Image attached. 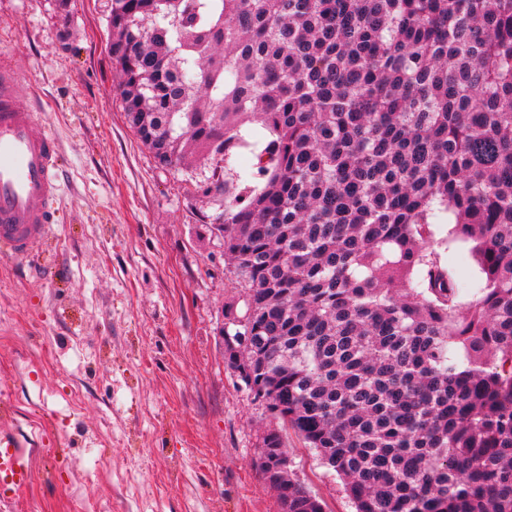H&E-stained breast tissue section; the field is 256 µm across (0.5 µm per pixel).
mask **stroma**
<instances>
[{"instance_id": "stroma-1", "label": "stroma", "mask_w": 512, "mask_h": 512, "mask_svg": "<svg viewBox=\"0 0 512 512\" xmlns=\"http://www.w3.org/2000/svg\"><path fill=\"white\" fill-rule=\"evenodd\" d=\"M0 0V55L57 138L61 201L34 256H0V428L38 448L12 512H280L258 471L272 421L224 364L241 292L186 165L157 169L127 124L107 0ZM295 478L355 512L296 436Z\"/></svg>"}]
</instances>
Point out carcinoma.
<instances>
[{
	"mask_svg": "<svg viewBox=\"0 0 512 512\" xmlns=\"http://www.w3.org/2000/svg\"><path fill=\"white\" fill-rule=\"evenodd\" d=\"M122 111L195 148L243 308L224 364L277 427L256 466L323 512L293 430L356 512H512V0H110ZM248 168L238 165L243 152ZM468 249L467 297L434 248Z\"/></svg>",
	"mask_w": 512,
	"mask_h": 512,
	"instance_id": "cac0c4a2",
	"label": "carcinoma"
}]
</instances>
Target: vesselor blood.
Returning a JSON list of instances; mask_svg holds the SVG:
<instances>
[{
	"mask_svg": "<svg viewBox=\"0 0 512 512\" xmlns=\"http://www.w3.org/2000/svg\"><path fill=\"white\" fill-rule=\"evenodd\" d=\"M20 75L0 63V254L39 250L52 231L61 189L59 147L40 130L39 113L15 91ZM32 449L0 431V507L11 508L33 479Z\"/></svg>",
	"mask_w": 512,
	"mask_h": 512,
	"instance_id": "b4317fda",
	"label": "vessel or blood"
}]
</instances>
